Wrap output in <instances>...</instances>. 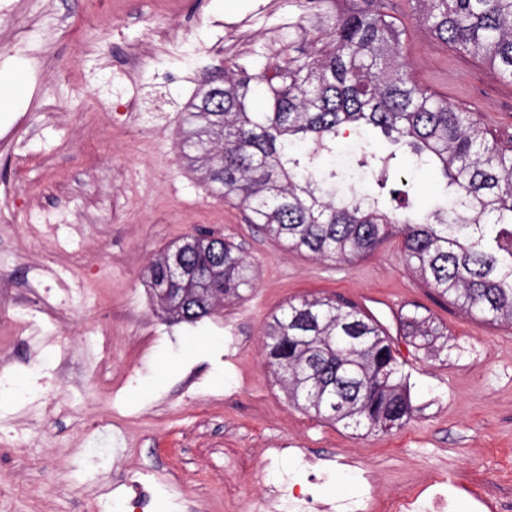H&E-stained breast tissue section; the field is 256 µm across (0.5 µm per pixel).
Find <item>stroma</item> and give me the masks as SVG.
I'll return each mask as SVG.
<instances>
[{
  "mask_svg": "<svg viewBox=\"0 0 512 512\" xmlns=\"http://www.w3.org/2000/svg\"><path fill=\"white\" fill-rule=\"evenodd\" d=\"M293 0H0V70L33 78L0 113V384L43 382L0 411V512H290L277 488L390 512L448 482L453 512L484 492L512 512V328L437 300L386 239L352 262L284 250L182 160V114L205 67L280 60ZM412 77L512 130V84L410 27ZM208 229L253 261L242 301L188 324L146 283L152 258ZM354 303L389 332L414 412L358 435L289 402L263 353L292 299ZM448 334L440 352L406 335L413 309Z\"/></svg>",
  "mask_w": 512,
  "mask_h": 512,
  "instance_id": "stroma-1",
  "label": "stroma"
}]
</instances>
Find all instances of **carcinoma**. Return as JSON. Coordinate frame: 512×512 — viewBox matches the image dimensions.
Masks as SVG:
<instances>
[{
	"label": "carcinoma",
	"mask_w": 512,
	"mask_h": 512,
	"mask_svg": "<svg viewBox=\"0 0 512 512\" xmlns=\"http://www.w3.org/2000/svg\"><path fill=\"white\" fill-rule=\"evenodd\" d=\"M411 2L412 23L512 81V0ZM310 36L322 48L294 53V42ZM406 36L385 0H352L314 28L297 23L279 64L256 69L225 60L224 104L216 110L195 95L183 115L180 154L217 197L277 244L345 262L398 234L405 264L437 298L512 328V146L413 79L401 62ZM371 131L389 147L373 143ZM347 132L360 154L341 173L328 160ZM401 162L437 178L430 204L412 213L381 200L384 175ZM178 244L189 267L210 266L219 275L183 278L174 287L224 289V297L183 320L194 323L254 288L253 263L223 237L191 235ZM163 259L161 252L147 267L148 282L167 274ZM402 324L433 348L447 337L417 310ZM263 336L268 366L302 410L357 434L410 419L408 374L388 334L357 306L292 300L271 315Z\"/></svg>",
	"instance_id": "carcinoma-1"
}]
</instances>
